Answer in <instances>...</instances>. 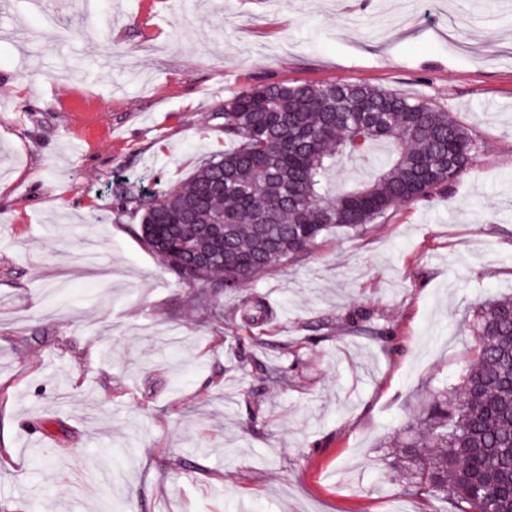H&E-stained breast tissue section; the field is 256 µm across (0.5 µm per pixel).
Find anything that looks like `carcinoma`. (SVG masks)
<instances>
[{
	"label": "carcinoma",
	"mask_w": 512,
	"mask_h": 512,
	"mask_svg": "<svg viewBox=\"0 0 512 512\" xmlns=\"http://www.w3.org/2000/svg\"><path fill=\"white\" fill-rule=\"evenodd\" d=\"M224 152L188 182L163 192L129 190L122 206L141 217L139 236L177 277L185 264L158 248L161 236L198 242L224 225V261L188 281L199 299L236 291L306 253L330 229L361 233L393 210L428 201L475 162L479 146L450 113L364 83L277 82L224 101ZM387 147L377 174L337 183L343 161ZM239 313L261 324L270 312L245 296ZM470 328L473 361L459 387L431 394L400 441L405 493L453 505V512H512V296L482 301Z\"/></svg>",
	"instance_id": "cac0c4a2"
}]
</instances>
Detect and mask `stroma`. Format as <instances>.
<instances>
[{"label": "stroma", "instance_id": "stroma-1", "mask_svg": "<svg viewBox=\"0 0 512 512\" xmlns=\"http://www.w3.org/2000/svg\"><path fill=\"white\" fill-rule=\"evenodd\" d=\"M296 80L430 99L483 150L447 192L200 302L119 199L222 151L236 91ZM245 293L267 322L235 318ZM510 293L512 0H0V512H441L384 442Z\"/></svg>", "mask_w": 512, "mask_h": 512}]
</instances>
